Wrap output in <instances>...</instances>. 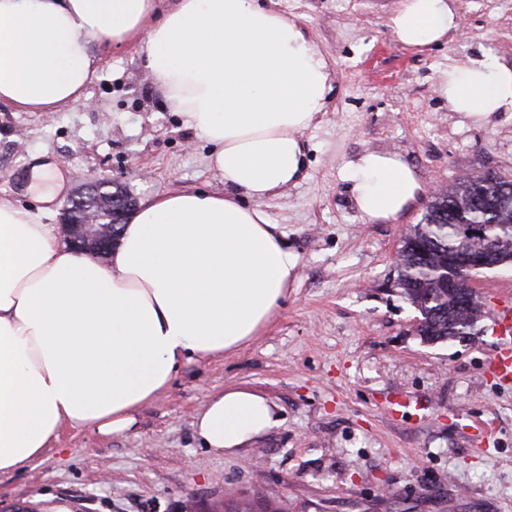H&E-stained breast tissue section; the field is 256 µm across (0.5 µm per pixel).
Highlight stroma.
<instances>
[{
  "label": "stroma",
  "instance_id": "stroma-1",
  "mask_svg": "<svg viewBox=\"0 0 512 512\" xmlns=\"http://www.w3.org/2000/svg\"><path fill=\"white\" fill-rule=\"evenodd\" d=\"M296 19L331 69L332 91L303 133L294 186L258 206L300 259L271 324L224 358L184 364L129 432L67 430L0 477V508L23 512H512V384L489 371L491 311L512 297V265L475 275L478 335L427 344L393 288L405 231L430 190L473 172L512 176V115L461 122L438 91L444 70L484 48L512 64V0H456L459 35L417 52L387 26L401 0H264ZM146 33L93 41L100 77L57 112L0 106V200L31 206L33 156L64 173L68 197L108 175L144 203L176 188L224 189L210 145L166 106L144 66ZM399 155L426 183L395 222L355 209L347 165ZM244 387L282 423L234 454L202 448L193 421L209 396ZM491 425V436L481 429Z\"/></svg>",
  "mask_w": 512,
  "mask_h": 512
}]
</instances>
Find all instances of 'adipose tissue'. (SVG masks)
I'll use <instances>...</instances> for the list:
<instances>
[{
	"mask_svg": "<svg viewBox=\"0 0 512 512\" xmlns=\"http://www.w3.org/2000/svg\"><path fill=\"white\" fill-rule=\"evenodd\" d=\"M389 27L408 47L461 27L451 0H402ZM146 33L145 66L171 111L211 146L220 193L155 194L107 263L58 240L63 187L36 167L37 204L0 201V475L29 465L64 428H132L186 362L236 352L271 323L299 258L255 202L295 184L302 135L331 90L326 61L292 19L262 0H0V103L56 112L96 76L92 41ZM439 91L471 124L512 113V65L480 52L444 72ZM370 223L395 220L425 192L399 155L348 164ZM281 423L246 388L211 396L194 423L203 448L233 453Z\"/></svg>",
	"mask_w": 512,
	"mask_h": 512,
	"instance_id": "ef3b65f1",
	"label": "adipose tissue"
}]
</instances>
